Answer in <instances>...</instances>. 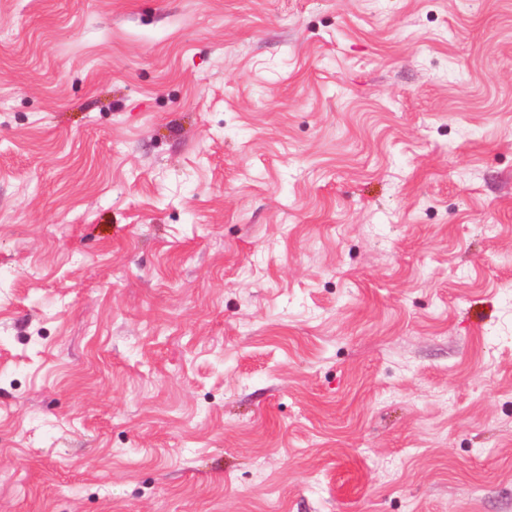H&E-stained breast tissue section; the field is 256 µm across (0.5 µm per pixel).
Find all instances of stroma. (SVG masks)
<instances>
[{
  "label": "stroma",
  "instance_id": "1",
  "mask_svg": "<svg viewBox=\"0 0 512 512\" xmlns=\"http://www.w3.org/2000/svg\"><path fill=\"white\" fill-rule=\"evenodd\" d=\"M0 512H512V0H0Z\"/></svg>",
  "mask_w": 512,
  "mask_h": 512
}]
</instances>
